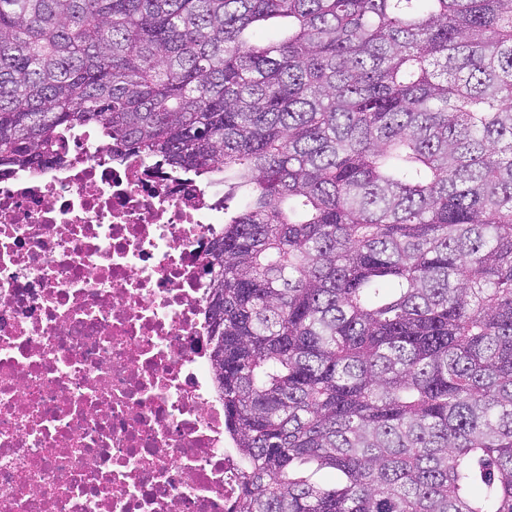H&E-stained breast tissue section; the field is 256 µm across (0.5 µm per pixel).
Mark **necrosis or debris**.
I'll use <instances>...</instances> for the list:
<instances>
[{
	"mask_svg": "<svg viewBox=\"0 0 512 512\" xmlns=\"http://www.w3.org/2000/svg\"><path fill=\"white\" fill-rule=\"evenodd\" d=\"M223 196L95 130L0 168V512H230L205 303Z\"/></svg>",
	"mask_w": 512,
	"mask_h": 512,
	"instance_id": "obj_1",
	"label": "necrosis or debris"
}]
</instances>
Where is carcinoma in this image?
Wrapping results in <instances>:
<instances>
[{
    "instance_id": "carcinoma-1",
    "label": "carcinoma",
    "mask_w": 512,
    "mask_h": 512,
    "mask_svg": "<svg viewBox=\"0 0 512 512\" xmlns=\"http://www.w3.org/2000/svg\"><path fill=\"white\" fill-rule=\"evenodd\" d=\"M91 126L224 181L231 512H512V0H0V166Z\"/></svg>"
}]
</instances>
